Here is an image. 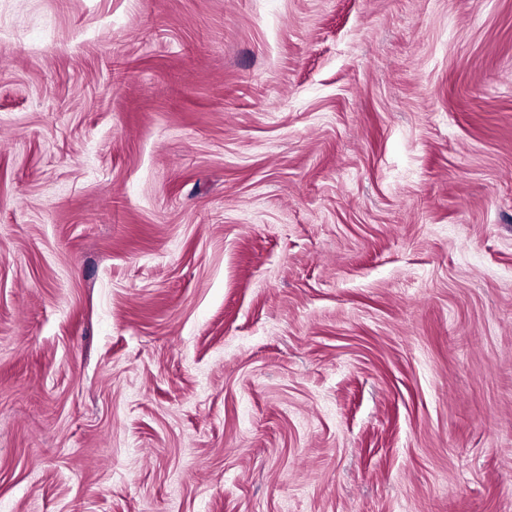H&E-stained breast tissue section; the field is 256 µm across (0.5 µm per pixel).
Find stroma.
<instances>
[{
	"label": "stroma",
	"mask_w": 512,
	"mask_h": 512,
	"mask_svg": "<svg viewBox=\"0 0 512 512\" xmlns=\"http://www.w3.org/2000/svg\"><path fill=\"white\" fill-rule=\"evenodd\" d=\"M0 512H512V0H0Z\"/></svg>",
	"instance_id": "obj_1"
}]
</instances>
